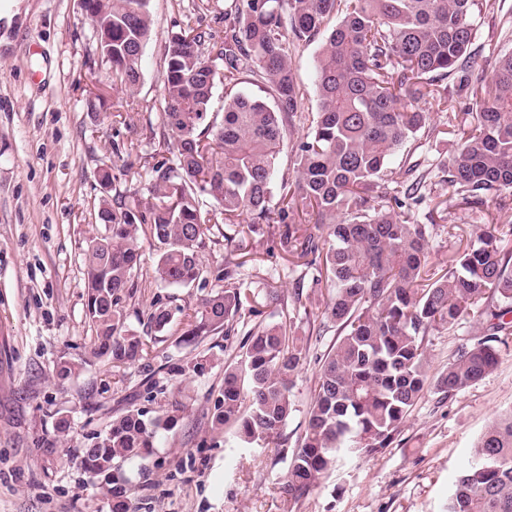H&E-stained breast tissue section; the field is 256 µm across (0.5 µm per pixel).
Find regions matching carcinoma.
<instances>
[{"label":"carcinoma","mask_w":512,"mask_h":512,"mask_svg":"<svg viewBox=\"0 0 512 512\" xmlns=\"http://www.w3.org/2000/svg\"><path fill=\"white\" fill-rule=\"evenodd\" d=\"M151 0H83L94 23L95 53L112 64V84L129 96L141 82V59L152 37ZM478 0H229L224 28L186 24L165 49L159 136L174 157L154 164L144 187L118 192L129 168L103 171L98 210L104 232L84 253L92 357L118 367L143 358L141 336L124 329L118 311L149 236L161 245L154 277L189 288L200 280L205 238L242 217L278 225L283 252L317 266L315 284L327 290L324 314L341 329L325 357L308 411V426L292 455L285 492L309 494L346 453L388 447L426 384L425 340L461 316L490 312L486 337L462 348L436 380L442 393L463 390L498 363L493 334L512 313V217L481 230L477 244L445 268L429 263L435 224L408 219L423 183L394 187V157L430 130L419 102L423 88L445 79L466 59L476 34ZM322 38L312 84L318 111L307 112L308 91L292 55ZM222 111H212L217 83ZM243 83L255 94L237 90ZM472 113L468 135L442 165L448 191L482 204L512 189V51L496 62ZM293 175H283L272 203L279 155L290 136ZM283 292L242 287L231 272L222 289L186 314L194 339L234 332V323L262 307L284 305ZM168 307L153 303L148 323L165 333ZM289 314L258 322L224 359V389L216 428H233L251 447L279 436L293 409L292 378L305 357ZM129 410L85 450L82 465L112 480V512H133L122 463L150 455L160 429L178 421ZM448 512H512V413L479 438L473 461L456 479Z\"/></svg>","instance_id":"obj_1"}]
</instances>
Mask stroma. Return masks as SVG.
Segmentation results:
<instances>
[{"label":"stroma","instance_id":"35a3bbf8","mask_svg":"<svg viewBox=\"0 0 512 512\" xmlns=\"http://www.w3.org/2000/svg\"><path fill=\"white\" fill-rule=\"evenodd\" d=\"M482 12L467 61L446 78L448 104L433 111L436 124L462 127L475 109V93L498 51L512 49L501 33L512 0ZM224 0H151L153 37L142 60L137 95L113 90L106 66L94 57L93 24L82 0H0V512H110L101 482L81 467L84 448L127 407L160 415L179 403L181 417L154 440L148 459L123 465L137 512H447L454 479L472 456L485 428L512 411V328L500 332L497 366L452 393L434 382L461 347L482 338L485 318L467 315L427 336V379L409 417L389 447L339 462L307 497L291 500L283 482L308 424L320 360L339 336L324 314L314 267L285 255L277 227L256 224L212 232L201 252L202 278L180 288L155 280L159 253L150 238L138 241L140 264L118 304L126 329L143 336L148 357L115 368L91 355L83 253L99 233L94 209L103 195L98 171L131 166L146 172L168 149L151 132L160 110L165 47L193 21L222 27ZM460 140L421 138L409 158L433 188L411 218L435 224L429 261L448 258L476 240L480 228L512 216V190L482 204H467L438 184L439 162ZM232 241H225V234ZM244 287L302 289L305 310L296 333L307 358L294 376V408L281 436L269 445L239 447L213 430L211 417L224 385V349L238 347L247 331L184 344L173 322L159 334L147 324L153 302L193 307L220 289L225 270ZM80 364L67 379L61 361ZM199 361L201 373L182 365ZM70 428L58 433L59 418Z\"/></svg>","mask_w":512,"mask_h":512}]
</instances>
